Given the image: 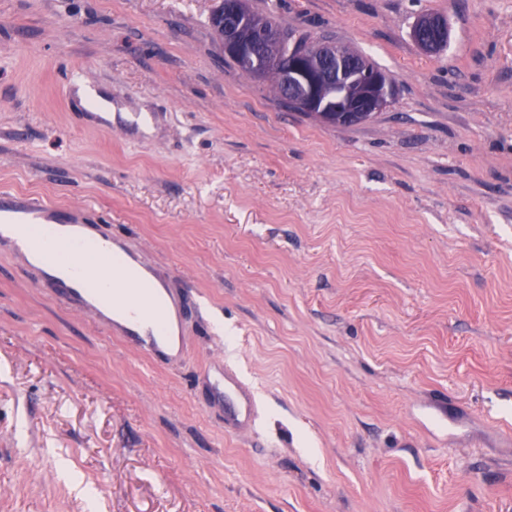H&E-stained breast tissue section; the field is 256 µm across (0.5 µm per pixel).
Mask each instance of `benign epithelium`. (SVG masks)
Instances as JSON below:
<instances>
[{
    "label": "benign epithelium",
    "instance_id": "benign-epithelium-1",
    "mask_svg": "<svg viewBox=\"0 0 512 512\" xmlns=\"http://www.w3.org/2000/svg\"><path fill=\"white\" fill-rule=\"evenodd\" d=\"M441 24L427 16L413 33L424 50L434 52L435 42L426 34ZM214 26L224 41V53L242 61L254 58L258 45L271 41L267 31L245 27L234 0L224 2V12L216 15ZM280 80L288 89L292 109L334 126H352L372 119L388 106L395 93L394 80L388 74L371 70L339 42H308L300 58L283 63Z\"/></svg>",
    "mask_w": 512,
    "mask_h": 512
}]
</instances>
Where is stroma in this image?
<instances>
[{
  "mask_svg": "<svg viewBox=\"0 0 512 512\" xmlns=\"http://www.w3.org/2000/svg\"><path fill=\"white\" fill-rule=\"evenodd\" d=\"M221 3L0 0V192L118 236L183 332L151 357L1 242L0 512H512V0H245L391 75L352 126L239 70ZM224 389L233 397L235 419L229 423V428L238 430L244 427L243 423L248 422L252 415L248 386L236 373L226 369L224 370Z\"/></svg>",
  "mask_w": 512,
  "mask_h": 512,
  "instance_id": "stroma-1",
  "label": "stroma"
}]
</instances>
